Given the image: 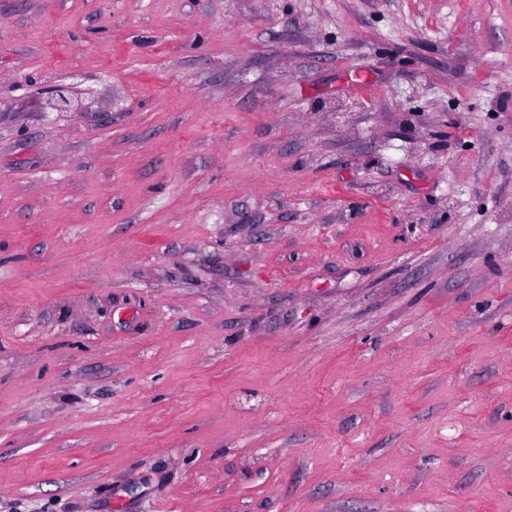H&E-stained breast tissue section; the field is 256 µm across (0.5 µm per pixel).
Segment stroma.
I'll list each match as a JSON object with an SVG mask.
<instances>
[{
	"label": "stroma",
	"instance_id": "obj_1",
	"mask_svg": "<svg viewBox=\"0 0 512 512\" xmlns=\"http://www.w3.org/2000/svg\"><path fill=\"white\" fill-rule=\"evenodd\" d=\"M117 501L512 512V0H0V512Z\"/></svg>",
	"mask_w": 512,
	"mask_h": 512
}]
</instances>
